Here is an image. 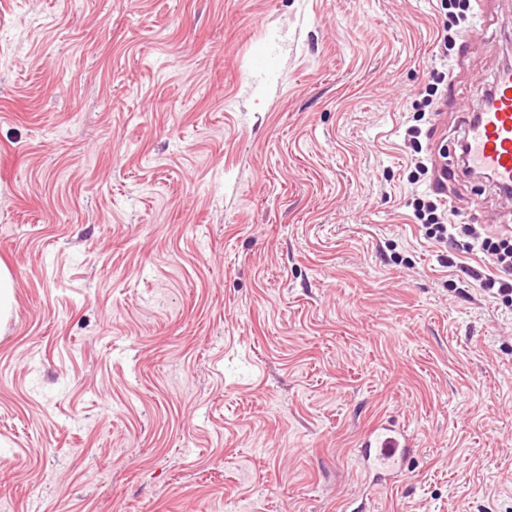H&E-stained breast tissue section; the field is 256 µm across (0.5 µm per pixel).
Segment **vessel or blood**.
<instances>
[{
  "label": "vessel or blood",
  "mask_w": 512,
  "mask_h": 512,
  "mask_svg": "<svg viewBox=\"0 0 512 512\" xmlns=\"http://www.w3.org/2000/svg\"><path fill=\"white\" fill-rule=\"evenodd\" d=\"M459 165L468 173L488 175L505 196L512 195V65H501L483 89L476 111L462 114ZM359 459L378 482L392 484L404 476L413 441L404 429L381 423L363 438Z\"/></svg>",
  "instance_id": "vessel-or-blood-1"
}]
</instances>
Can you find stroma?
Here are the masks:
<instances>
[{"label":"stroma","instance_id":"stroma-1","mask_svg":"<svg viewBox=\"0 0 512 512\" xmlns=\"http://www.w3.org/2000/svg\"><path fill=\"white\" fill-rule=\"evenodd\" d=\"M0 0V512H512V303L414 216L512 0ZM438 84L447 107L419 109ZM458 224L512 206L449 174ZM360 447L363 469L385 484H393L404 476L414 451L410 434L389 423H380L371 429Z\"/></svg>","mask_w":512,"mask_h":512}]
</instances>
